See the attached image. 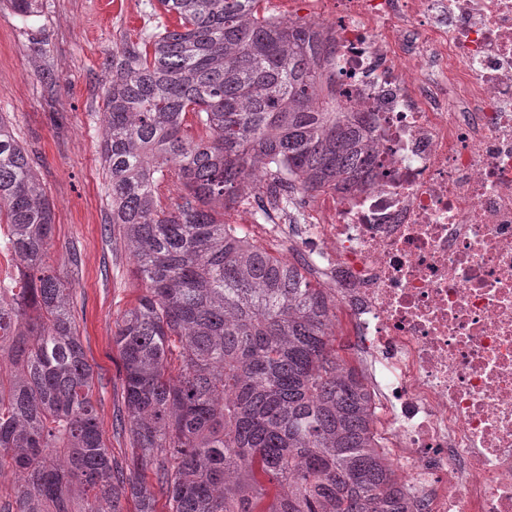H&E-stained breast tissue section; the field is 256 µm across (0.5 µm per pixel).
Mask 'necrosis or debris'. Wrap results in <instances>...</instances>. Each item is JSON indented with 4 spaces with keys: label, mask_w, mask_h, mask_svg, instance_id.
Masks as SVG:
<instances>
[{
    "label": "necrosis or debris",
    "mask_w": 512,
    "mask_h": 512,
    "mask_svg": "<svg viewBox=\"0 0 512 512\" xmlns=\"http://www.w3.org/2000/svg\"><path fill=\"white\" fill-rule=\"evenodd\" d=\"M280 2L373 158L293 224L255 172L256 234L320 276L408 512H512V0Z\"/></svg>",
    "instance_id": "obj_1"
}]
</instances>
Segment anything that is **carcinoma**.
<instances>
[{"instance_id":"1","label":"carcinoma","mask_w":512,"mask_h":512,"mask_svg":"<svg viewBox=\"0 0 512 512\" xmlns=\"http://www.w3.org/2000/svg\"><path fill=\"white\" fill-rule=\"evenodd\" d=\"M32 28L43 0H7ZM173 21L112 56L101 158L109 223L142 286L115 324L133 452L118 464L98 422L69 288L45 266L55 213L40 164L0 114V470L5 512H407L370 395L331 345L327 291L224 220L254 169L285 207L357 182L371 144L323 94L328 48L263 0H157ZM194 114L206 135L186 131ZM183 186L162 204L161 184ZM259 469L282 492L267 500Z\"/></svg>"}]
</instances>
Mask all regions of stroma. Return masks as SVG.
Listing matches in <instances>:
<instances>
[{"label":"stroma","instance_id":"35a3bbf8","mask_svg":"<svg viewBox=\"0 0 512 512\" xmlns=\"http://www.w3.org/2000/svg\"><path fill=\"white\" fill-rule=\"evenodd\" d=\"M39 35L0 9V114L39 158L56 216L48 263L71 290L86 358L95 371V400L103 440L115 458L130 451L117 432L122 408L116 321L140 293L132 258L108 224L107 179L101 166L104 85L112 52L140 42L157 23V0H43ZM54 67L55 88L38 78Z\"/></svg>","mask_w":512,"mask_h":512}]
</instances>
